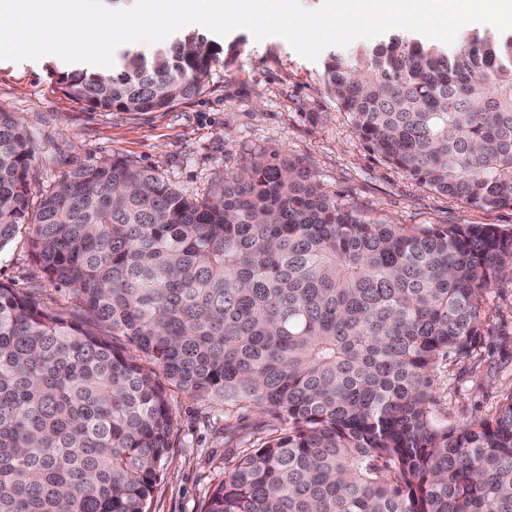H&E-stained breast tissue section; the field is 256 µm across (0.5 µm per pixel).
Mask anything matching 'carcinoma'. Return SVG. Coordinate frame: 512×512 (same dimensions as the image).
Instances as JSON below:
<instances>
[{"instance_id": "carcinoma-1", "label": "carcinoma", "mask_w": 512, "mask_h": 512, "mask_svg": "<svg viewBox=\"0 0 512 512\" xmlns=\"http://www.w3.org/2000/svg\"><path fill=\"white\" fill-rule=\"evenodd\" d=\"M176 65L62 72L92 110L152 112L205 92L213 44ZM326 89L384 163L476 209L512 208V37L453 51L392 36L325 62ZM28 132L0 112V248L32 258L148 371L0 283V512H148L174 428L166 385L275 427L201 512H512V393L440 425L433 383L482 336L512 270L495 224H370L275 157L191 198L122 157L75 168L30 209Z\"/></svg>"}]
</instances>
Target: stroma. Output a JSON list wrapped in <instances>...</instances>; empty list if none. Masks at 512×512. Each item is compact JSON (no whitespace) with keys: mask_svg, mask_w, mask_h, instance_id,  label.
Segmentation results:
<instances>
[{"mask_svg":"<svg viewBox=\"0 0 512 512\" xmlns=\"http://www.w3.org/2000/svg\"><path fill=\"white\" fill-rule=\"evenodd\" d=\"M217 52L205 92L159 112L95 111L66 96L56 82L69 63L55 56L0 60V110L28 131L35 151L33 188L48 190L74 168L115 156L150 169L173 188L203 198L232 175L274 154L308 173L329 196L365 219L394 224H495L512 232V209H474L439 195L384 164L354 132L324 84L325 57L300 56L282 37L255 40L238 29L220 36L202 26ZM29 228L0 248V282L30 294L67 321L95 325L114 345L124 337L94 324L74 295L51 284L33 261ZM482 341L438 371L439 420L455 428L492 417L512 393V273L487 290ZM172 443L152 494L150 512H201L239 449L263 440L275 421L253 408L225 413L216 400L169 388Z\"/></svg>","mask_w":512,"mask_h":512,"instance_id":"obj_1","label":"stroma"}]
</instances>
